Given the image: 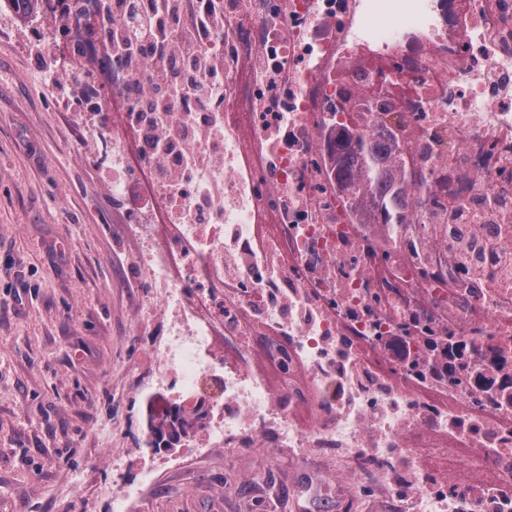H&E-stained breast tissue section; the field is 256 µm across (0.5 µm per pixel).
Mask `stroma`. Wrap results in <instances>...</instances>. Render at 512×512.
<instances>
[{
  "label": "stroma",
  "instance_id": "stroma-1",
  "mask_svg": "<svg viewBox=\"0 0 512 512\" xmlns=\"http://www.w3.org/2000/svg\"><path fill=\"white\" fill-rule=\"evenodd\" d=\"M34 54L0 28V512H112L113 452L143 512H394L372 475L326 456L216 448L153 474L147 384L158 328L137 327L144 273L98 144L34 86Z\"/></svg>",
  "mask_w": 512,
  "mask_h": 512
}]
</instances>
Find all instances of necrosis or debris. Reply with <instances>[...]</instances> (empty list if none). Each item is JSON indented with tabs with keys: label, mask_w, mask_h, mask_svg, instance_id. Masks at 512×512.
I'll return each instance as SVG.
<instances>
[{
	"label": "necrosis or debris",
	"mask_w": 512,
	"mask_h": 512,
	"mask_svg": "<svg viewBox=\"0 0 512 512\" xmlns=\"http://www.w3.org/2000/svg\"><path fill=\"white\" fill-rule=\"evenodd\" d=\"M38 28L140 244L154 387L206 406L194 447L267 437L375 474L400 512H512V392L489 365L475 402L419 337L512 359V0H45L17 26ZM353 117L424 182L396 241L329 187L326 136ZM448 457L487 471L481 495L432 468Z\"/></svg>",
	"instance_id": "1"
}]
</instances>
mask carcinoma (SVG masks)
I'll return each mask as SVG.
<instances>
[{
  "label": "carcinoma",
  "instance_id": "obj_1",
  "mask_svg": "<svg viewBox=\"0 0 512 512\" xmlns=\"http://www.w3.org/2000/svg\"><path fill=\"white\" fill-rule=\"evenodd\" d=\"M15 13L28 16L38 11L42 0H7ZM327 153L333 165L336 190L361 224L372 223V212L364 209L366 196L372 197L373 206L381 223L388 225V234L394 235L405 223L402 195L405 186L415 177L406 156L399 149L391 132H366L349 122L330 129ZM155 410L148 407L147 428L154 448H174L189 437L198 422L205 417L203 406L193 410V419L187 420L183 409L167 427L153 426Z\"/></svg>",
  "mask_w": 512,
  "mask_h": 512
}]
</instances>
